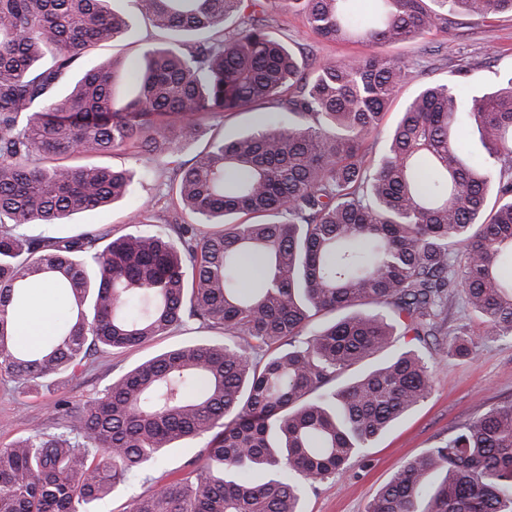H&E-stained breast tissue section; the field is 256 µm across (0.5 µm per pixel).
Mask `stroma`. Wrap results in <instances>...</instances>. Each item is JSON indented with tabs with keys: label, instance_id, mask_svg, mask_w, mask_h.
I'll use <instances>...</instances> for the list:
<instances>
[{
	"label": "stroma",
	"instance_id": "1",
	"mask_svg": "<svg viewBox=\"0 0 512 512\" xmlns=\"http://www.w3.org/2000/svg\"><path fill=\"white\" fill-rule=\"evenodd\" d=\"M267 21L283 42L317 64L362 57L372 51L366 44L339 45L325 41L312 34L298 16L271 12ZM166 41L165 35L155 32L137 17L120 42L84 58L82 65L92 68L114 63L121 71H135L147 46ZM384 52L408 58L415 68L370 142L368 156L372 159L384 150L390 130L407 100L419 88L445 83L471 100L502 87L504 79L512 76V14L485 19L458 17L449 23L447 33L428 34L412 43L388 46ZM112 163L135 171L133 194L108 209L76 214L68 224L72 231H89L108 224L114 233L120 234L129 229L127 215L143 203L158 201L165 207L171 205L165 177L155 175L145 157L118 154ZM461 334L475 341V356L457 358L442 353L441 344ZM207 335V330L190 325L158 337L150 344L92 360L78 378L60 390L47 381L30 389L0 375V446L34 429L52 427L50 405L56 399H66L75 407L83 406L136 364L172 346ZM424 354L434 368L429 397L364 449L344 476L306 485L303 512H366L369 502L406 460L437 446L458 425L484 412L488 405L512 401V336L489 332L471 312L462 293L449 296L448 311L439 322L437 342L427 346ZM191 455V449L183 446L169 451L160 463L137 469L121 493L99 503L98 512H130L134 496L149 488L150 477L181 467Z\"/></svg>",
	"mask_w": 512,
	"mask_h": 512
}]
</instances>
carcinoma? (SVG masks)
<instances>
[{"mask_svg": "<svg viewBox=\"0 0 512 512\" xmlns=\"http://www.w3.org/2000/svg\"><path fill=\"white\" fill-rule=\"evenodd\" d=\"M114 0H0V374L64 385L107 357L190 322L227 337L180 344L121 375L78 414L54 403V430L0 448V512H95L143 462L197 439L184 465L152 479L132 512H303V485L354 458L433 387L418 349L437 336L448 294L512 335V77L460 108L446 84L424 87L366 161L407 59L308 62L273 37L270 10L315 35L370 45L448 33V16L512 12V0H130L154 28L193 46L144 52L137 89L114 98L115 71H82L94 48L128 32ZM277 103L235 136L205 123ZM482 133L475 163L464 121ZM204 148L169 185L191 224L148 205L137 228L30 235L133 192L118 152L163 165ZM463 264L453 272L450 254ZM260 277L244 281V265ZM49 281L67 302L55 337L16 347L28 288ZM339 312L326 324L321 317ZM473 357L465 335L442 347ZM512 512V402L491 406L408 460L367 512Z\"/></svg>", "mask_w": 512, "mask_h": 512, "instance_id": "carcinoma-1", "label": "carcinoma"}]
</instances>
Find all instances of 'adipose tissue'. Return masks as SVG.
I'll return each mask as SVG.
<instances>
[{
    "mask_svg": "<svg viewBox=\"0 0 512 512\" xmlns=\"http://www.w3.org/2000/svg\"><path fill=\"white\" fill-rule=\"evenodd\" d=\"M56 296L55 287L47 281L30 288L27 301L13 322V336L19 346L34 349L53 336L55 324L50 307Z\"/></svg>",
    "mask_w": 512,
    "mask_h": 512,
    "instance_id": "obj_1",
    "label": "adipose tissue"
}]
</instances>
